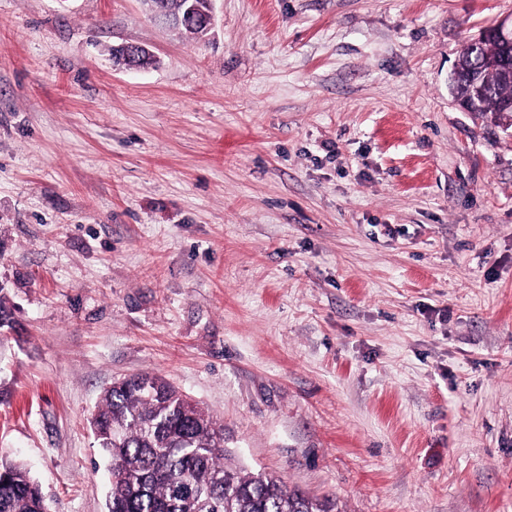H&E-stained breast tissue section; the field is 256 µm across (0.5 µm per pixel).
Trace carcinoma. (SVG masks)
I'll list each match as a JSON object with an SVG mask.
<instances>
[{
  "instance_id": "1",
  "label": "carcinoma",
  "mask_w": 512,
  "mask_h": 512,
  "mask_svg": "<svg viewBox=\"0 0 512 512\" xmlns=\"http://www.w3.org/2000/svg\"><path fill=\"white\" fill-rule=\"evenodd\" d=\"M211 9L199 0L195 17L175 30L196 40ZM505 50L488 41L459 55L454 83L464 94L470 72L483 67L476 111L497 115L512 100V76L484 67ZM94 439L112 462L107 512H329L328 503L227 463L224 428L165 377L143 372L112 383L90 420ZM0 512H48L39 484L22 463L0 460Z\"/></svg>"
}]
</instances>
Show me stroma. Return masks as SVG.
<instances>
[{
  "label": "stroma",
  "instance_id": "obj_1",
  "mask_svg": "<svg viewBox=\"0 0 512 512\" xmlns=\"http://www.w3.org/2000/svg\"><path fill=\"white\" fill-rule=\"evenodd\" d=\"M215 13L0 0V458L107 512L89 419L155 371L335 512H512V129L449 86L512 0Z\"/></svg>",
  "mask_w": 512,
  "mask_h": 512
}]
</instances>
